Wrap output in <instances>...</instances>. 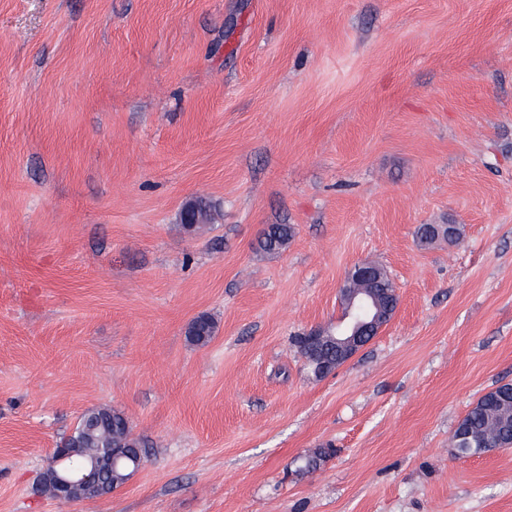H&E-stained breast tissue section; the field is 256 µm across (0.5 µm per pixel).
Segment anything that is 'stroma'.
<instances>
[{"mask_svg": "<svg viewBox=\"0 0 512 512\" xmlns=\"http://www.w3.org/2000/svg\"><path fill=\"white\" fill-rule=\"evenodd\" d=\"M362 262L395 315L314 377ZM506 383L512 0H0V512H512V449L453 445ZM100 406L145 463L51 498ZM293 229L288 224H271L258 240V246L265 252H276L285 247L292 237ZM216 323L208 315H200L192 321L188 328V338L195 344H207L215 333Z\"/></svg>", "mask_w": 512, "mask_h": 512, "instance_id": "1", "label": "stroma"}]
</instances>
